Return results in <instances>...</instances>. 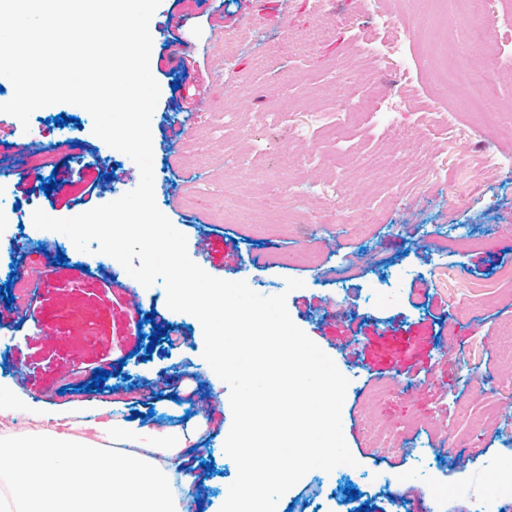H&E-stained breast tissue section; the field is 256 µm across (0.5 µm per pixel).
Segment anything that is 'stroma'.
I'll use <instances>...</instances> for the list:
<instances>
[{
	"label": "stroma",
	"instance_id": "35a3bbf8",
	"mask_svg": "<svg viewBox=\"0 0 512 512\" xmlns=\"http://www.w3.org/2000/svg\"><path fill=\"white\" fill-rule=\"evenodd\" d=\"M397 57L366 54L378 40L363 0H161L151 22V72L160 97L151 117L155 201L187 238L190 258L207 273L246 281L263 296L286 294L293 322L335 362L349 385L342 408L348 472L314 469L278 501V512H512V492L485 475L512 468V418L501 415L512 385V346L498 343L512 324V284H496L512 265V67L496 88L501 117L478 119L430 58L425 29L453 27L457 50L490 61L512 54V0H485L479 21L447 20L434 0H387ZM416 110L417 169L391 178L368 160L391 149L394 118L382 96ZM350 96L354 122L336 127V101ZM68 116L57 126L58 115ZM91 115L60 103L28 125L0 116V151L24 144L30 178L56 176L50 193L1 188L12 209L11 236L0 238V286L23 305L20 327L0 328V411L22 417L30 435L64 422L75 438L97 441L103 419L141 431L197 426L193 496L220 512L237 476L224 454L232 425L230 388L203 357L192 315L167 306L163 282L139 286L110 256L82 265L75 251L57 262V243L35 230L34 210L54 218L84 213L137 187L134 161L108 150ZM347 138L352 152L338 154ZM324 165L304 161L309 143ZM298 156L279 167L283 149ZM242 157L251 170L233 166ZM99 195L79 202L86 181ZM216 244L197 249L201 233ZM336 234L338 250L318 241ZM255 261L243 266L240 254ZM48 272L28 281L25 265ZM303 288L287 291V279ZM135 288V328L126 305ZM347 304V319L323 325V299ZM167 337L141 356L154 326ZM54 331L52 343L39 338ZM106 385L90 392L95 369ZM28 384L20 386L18 373ZM157 389L152 414L132 416ZM396 433L402 450L369 443L367 419ZM359 490L347 500L345 487Z\"/></svg>",
	"mask_w": 512,
	"mask_h": 512
}]
</instances>
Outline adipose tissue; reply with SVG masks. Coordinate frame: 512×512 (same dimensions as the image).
Instances as JSON below:
<instances>
[{
	"instance_id": "obj_1",
	"label": "adipose tissue",
	"mask_w": 512,
	"mask_h": 512,
	"mask_svg": "<svg viewBox=\"0 0 512 512\" xmlns=\"http://www.w3.org/2000/svg\"><path fill=\"white\" fill-rule=\"evenodd\" d=\"M98 431L111 450L48 432L0 456L14 512H35L32 494L40 489L62 492L50 512H183L193 482L175 461L183 432L156 436L146 447L133 428L103 424Z\"/></svg>"
}]
</instances>
